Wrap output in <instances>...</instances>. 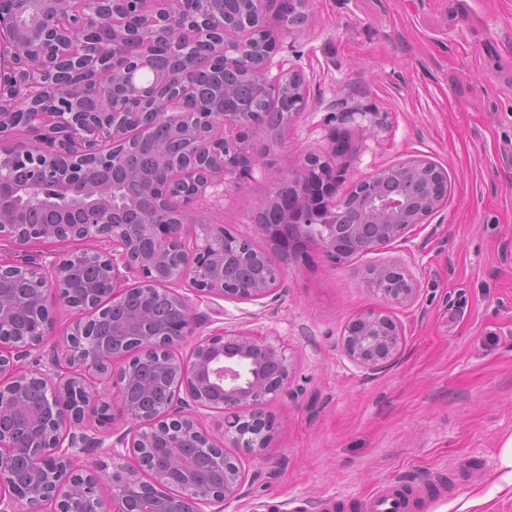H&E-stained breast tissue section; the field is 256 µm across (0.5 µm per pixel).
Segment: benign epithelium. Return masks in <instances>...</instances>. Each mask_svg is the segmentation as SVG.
<instances>
[{"instance_id": "7a95c632", "label": "benign epithelium", "mask_w": 512, "mask_h": 512, "mask_svg": "<svg viewBox=\"0 0 512 512\" xmlns=\"http://www.w3.org/2000/svg\"><path fill=\"white\" fill-rule=\"evenodd\" d=\"M125 0H0V240L17 248L34 243L79 241L85 247L56 254L49 268L0 261L26 285L28 322L15 324L12 297L0 290V418L27 411L28 388L43 387V408L28 414L37 429L24 444L0 426V512H143L146 484L158 494L151 512H208L237 498L244 482L238 459L224 442L203 428V412L224 414V434L248 454L266 449L270 425L259 407L274 401L290 383L292 365L277 340L245 331L198 337L199 317L188 296L172 285L186 281L194 290L246 302L275 293L282 272L264 253L243 250L224 238V226L199 217V202L213 188L250 163L240 131L267 121L247 112L183 107L194 90L188 59L194 39H214L209 68L252 72L267 91L289 78L288 98L295 112L304 106L303 81L297 74L270 77L264 61H251L247 48L256 15L235 25L206 14L185 21L178 0L147 20L123 9ZM105 25L112 41L91 57L72 44ZM170 48L168 76L148 83L138 74L153 68L158 41ZM162 123L186 145L188 158L168 170L165 185L144 187L153 208L139 224H119L120 213L109 184L83 179L94 165L121 166L136 143L149 139ZM34 135L28 145L14 144V133ZM341 174L316 157L307 159L293 182L320 179L336 191ZM445 172L416 158L379 170L355 184L365 197L359 224H330L302 238L339 263L353 239L376 251L405 240L444 202L440 181ZM65 195L76 221L21 224L15 211L34 196ZM280 204L288 223L262 232L278 243L294 237L292 223L312 205L298 195L275 193L263 205ZM93 266L97 280L77 288V279ZM140 275L137 288L145 301L160 296L173 312L161 327L150 313L136 315L134 331L121 345L99 339L94 324L107 309L126 303L133 288L127 274ZM369 282L383 300L412 304L416 279L398 262L373 267ZM67 308L71 320L56 327L53 309ZM401 326L381 308L350 322L343 336L345 355L358 368L377 372L389 367L402 345ZM195 339L188 358L180 350ZM47 356L46 369L23 368L33 351ZM159 358L160 373L175 382L174 396L147 413L128 400L126 386L136 369L129 352ZM119 414L129 429L110 444L100 428ZM100 452L104 465L80 464V455ZM111 497H101L104 481Z\"/></svg>"}]
</instances>
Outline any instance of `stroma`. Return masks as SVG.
<instances>
[{"instance_id": "1", "label": "stroma", "mask_w": 512, "mask_h": 512, "mask_svg": "<svg viewBox=\"0 0 512 512\" xmlns=\"http://www.w3.org/2000/svg\"><path fill=\"white\" fill-rule=\"evenodd\" d=\"M280 0L263 21L277 49L272 74L304 82L305 107L282 134L245 130L250 167L209 189L214 223L279 265L274 295L230 302L181 285L199 335L275 337L294 364L290 392L263 411L267 457L225 442L245 479L223 512H362L381 485L411 484L413 512H512L499 490L512 436V0H308L309 21L285 30ZM315 155L343 174L345 195L379 170L421 157L448 175V196L410 237L333 263L309 249L284 259L255 221L260 202ZM403 261L419 292L384 304L368 268ZM384 307L403 344L369 375L342 334Z\"/></svg>"}]
</instances>
